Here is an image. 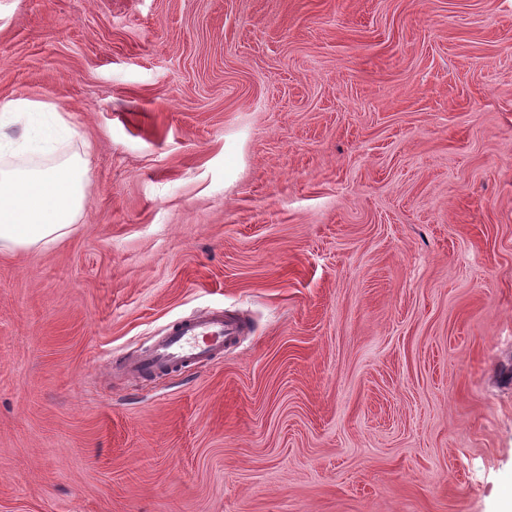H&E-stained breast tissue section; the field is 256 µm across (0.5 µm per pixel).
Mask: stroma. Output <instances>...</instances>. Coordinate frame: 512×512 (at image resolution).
<instances>
[{
  "mask_svg": "<svg viewBox=\"0 0 512 512\" xmlns=\"http://www.w3.org/2000/svg\"><path fill=\"white\" fill-rule=\"evenodd\" d=\"M17 98L89 164L0 253V512H512V0H0ZM242 334V325L228 320L223 310L185 318L169 328L155 348L130 361L126 370L131 377H143L199 363L223 353Z\"/></svg>",
  "mask_w": 512,
  "mask_h": 512,
  "instance_id": "35a3bbf8",
  "label": "stroma"
}]
</instances>
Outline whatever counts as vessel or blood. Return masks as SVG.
<instances>
[{
  "mask_svg": "<svg viewBox=\"0 0 512 512\" xmlns=\"http://www.w3.org/2000/svg\"><path fill=\"white\" fill-rule=\"evenodd\" d=\"M242 333V325L228 320L220 310L185 318L172 326L155 348L130 361L126 370L130 376L143 377L199 363L223 353Z\"/></svg>",
  "mask_w": 512,
  "mask_h": 512,
  "instance_id": "vessel-or-blood-1",
  "label": "vessel or blood"
}]
</instances>
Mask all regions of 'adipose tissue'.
Segmentation results:
<instances>
[{"label":"adipose tissue","instance_id":"1","mask_svg":"<svg viewBox=\"0 0 512 512\" xmlns=\"http://www.w3.org/2000/svg\"><path fill=\"white\" fill-rule=\"evenodd\" d=\"M88 161L80 155L53 164L0 166V251L60 241L86 207Z\"/></svg>","mask_w":512,"mask_h":512}]
</instances>
